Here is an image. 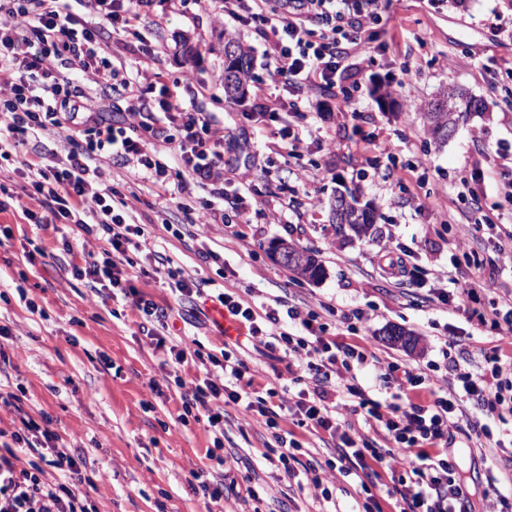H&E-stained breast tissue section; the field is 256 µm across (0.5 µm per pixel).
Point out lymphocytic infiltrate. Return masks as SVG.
Here are the masks:
<instances>
[{
  "instance_id": "f902f5d3",
  "label": "lymphocytic infiltrate",
  "mask_w": 512,
  "mask_h": 512,
  "mask_svg": "<svg viewBox=\"0 0 512 512\" xmlns=\"http://www.w3.org/2000/svg\"><path fill=\"white\" fill-rule=\"evenodd\" d=\"M379 0H223L225 15L240 27L262 26L270 35L274 73L290 86L306 83L333 87L345 54L341 42H356L377 20ZM83 14H76L74 6ZM148 0H0V211L17 202L24 218L43 230L70 224L82 234L80 244L64 242L67 256L81 255L75 276L111 300L122 297L137 313L138 328L156 348L167 349L182 388L184 414L206 416L215 449L224 447V406H240L245 414L274 429L283 413L312 431L336 434L345 423L337 416L336 392H344L352 410L367 428L347 439L336 461L339 473L375 476L377 468L394 475L389 499L398 512H474L472 494L444 455V447L466 412L463 400L481 406L487 415L512 416V392H506L504 368L490 357L481 374H458L456 392L443 377L403 362L368 357L366 351L325 337L327 326L315 311L288 307L279 313L243 305L226 291L210 293L208 280L174 264L151 241L166 232L177 239H196L192 225L142 224L128 196L105 179V167L131 170L155 189L176 177L182 197L176 206L189 210L197 190L224 196V126L211 112L184 106L178 91L161 88L160 111H151L146 87L139 79L114 82L106 57L102 23L128 30L139 22ZM111 85L126 107L111 118L105 103L93 96L71 94L74 79ZM175 125L166 136L169 151L147 140L156 124ZM62 138V155L49 156L46 143ZM163 281L181 302L211 298L229 317L248 324L246 343L279 349L298 365L297 391L275 386L257 395L241 387L246 361L229 351L202 355L173 337L178 317L134 284L135 279ZM300 324L301 333L288 329ZM207 358L203 379L186 382L181 368L194 358ZM371 363L391 377L397 399H371L351 372L353 363ZM429 398L413 401L419 387ZM0 403L13 407L19 422L0 429V512H98L88 489L93 479L81 470L49 417L35 418L23 410L20 397L6 394ZM36 448L38 461L18 464L17 449ZM58 471L46 480L47 469Z\"/></svg>"
}]
</instances>
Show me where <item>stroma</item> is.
<instances>
[{
    "label": "stroma",
    "instance_id": "stroma-1",
    "mask_svg": "<svg viewBox=\"0 0 512 512\" xmlns=\"http://www.w3.org/2000/svg\"><path fill=\"white\" fill-rule=\"evenodd\" d=\"M219 0H157L133 29L102 28L119 65V78L137 67L157 73L161 84L179 85L184 100H196L224 123V158L252 157L251 183L228 184L246 207L232 224H204L209 198L199 191L192 213L176 207V179L155 193L140 190L139 222L185 224L197 219V240L166 237L161 245L181 267L222 282L252 307L283 298L300 310L328 306L335 311V339L365 347L386 361L426 367L449 362L479 374L484 358L498 354L512 362V334L480 325L478 313L512 297V269L499 264L497 245L512 228V202L500 192L512 177L502 155L512 154V40L496 27L512 25V0H388L381 19L350 45L346 69L334 88L301 87L287 92L274 73L262 33L248 28L252 82L243 101L224 96V38L214 17ZM460 86L487 107L484 117L460 122L455 134L436 145L422 114L443 89ZM298 111H291V104ZM303 149L287 154L293 137ZM338 148L328 151L327 141ZM392 141L393 158L377 149ZM393 179H385V172ZM292 203L278 224H264L255 208L277 205L280 188ZM351 191L377 213L376 237H337L330 206L340 191ZM491 225L475 228L479 213ZM0 324L11 336L0 340V390L24 387L25 411L47 414L66 444L80 453L82 471L95 485L90 494L99 512H206L195 494L192 474L210 480L224 472L207 456L212 435L206 420L181 422L182 399L171 384L164 350L154 349L138 330V317L123 300L103 302L61 267L68 226L35 231L19 211L0 213ZM41 238L46 257L25 258L32 238ZM318 252L325 275L297 279L270 253L278 240ZM219 252L220 262L203 261L198 250ZM404 247L407 272L389 278L378 267L382 255ZM469 283L474 301L425 303L430 288ZM24 285L38 306L29 312L18 301ZM363 312L360 331L344 319ZM399 327L418 340L415 350L390 343L386 331ZM459 344L446 349L448 337ZM255 369L253 387L290 383L289 358L282 351L248 350ZM448 443V457L470 480L475 508H482L489 477L497 488L512 487V418H487L489 437L476 439L471 421L480 412L467 406ZM279 429L308 448L320 465L335 461L343 438L309 433L292 420ZM275 440L265 426L233 404L224 408V455L236 460L237 483L215 512H362L366 500L358 477L336 475L329 499L316 497L307 481L285 485L262 458ZM262 491L253 504L246 488Z\"/></svg>",
    "mask_w": 512,
    "mask_h": 512
}]
</instances>
